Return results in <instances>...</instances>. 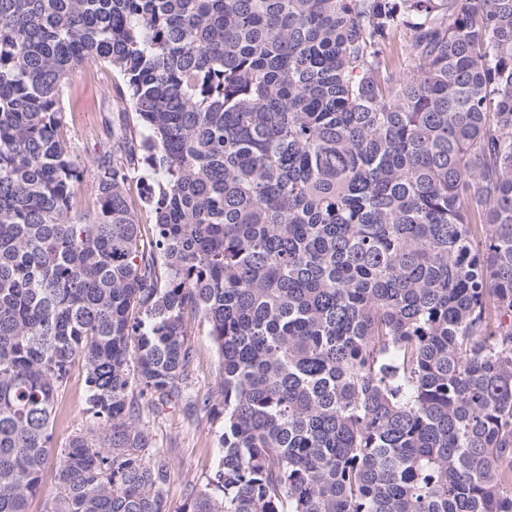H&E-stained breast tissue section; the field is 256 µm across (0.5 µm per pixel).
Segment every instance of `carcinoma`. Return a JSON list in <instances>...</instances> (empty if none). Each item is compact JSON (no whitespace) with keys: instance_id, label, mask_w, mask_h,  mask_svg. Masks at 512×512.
<instances>
[{"instance_id":"carcinoma-1","label":"carcinoma","mask_w":512,"mask_h":512,"mask_svg":"<svg viewBox=\"0 0 512 512\" xmlns=\"http://www.w3.org/2000/svg\"><path fill=\"white\" fill-rule=\"evenodd\" d=\"M89 64L136 125L86 169ZM192 320L223 424L186 512H512V0H0V512L77 360L99 445L45 512H165L142 411ZM118 73L88 66L76 72L63 91L67 133L78 161L88 166L112 129L133 127L131 109L115 96V86L122 84Z\"/></svg>"}]
</instances>
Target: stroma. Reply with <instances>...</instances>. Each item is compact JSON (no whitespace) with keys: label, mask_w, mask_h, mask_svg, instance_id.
<instances>
[{"label":"stroma","mask_w":512,"mask_h":512,"mask_svg":"<svg viewBox=\"0 0 512 512\" xmlns=\"http://www.w3.org/2000/svg\"><path fill=\"white\" fill-rule=\"evenodd\" d=\"M122 81L118 73L97 67L76 72L63 91L67 133L82 164H90L112 131L131 124V109L115 96ZM190 343L196 352L190 393L202 395L214 390L218 379V354L205 326L192 323ZM86 372L75 365L54 407L50 446L53 452L68 447L70 440L83 433L90 445H98L88 414ZM143 421L153 437V446L171 464L172 478L166 491L167 512H184L186 487L204 485L212 475L220 455L218 442L221 421L210 411L192 406L187 399H175Z\"/></svg>","instance_id":"35a3bbf8"}]
</instances>
